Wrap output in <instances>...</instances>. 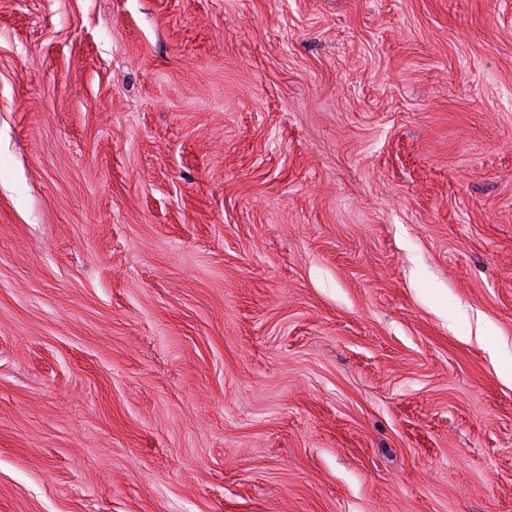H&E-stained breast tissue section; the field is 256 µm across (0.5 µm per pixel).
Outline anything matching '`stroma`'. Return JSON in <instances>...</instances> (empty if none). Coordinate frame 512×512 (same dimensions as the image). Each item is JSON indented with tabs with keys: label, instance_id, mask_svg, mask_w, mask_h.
I'll return each instance as SVG.
<instances>
[{
	"label": "stroma",
	"instance_id": "obj_1",
	"mask_svg": "<svg viewBox=\"0 0 512 512\" xmlns=\"http://www.w3.org/2000/svg\"><path fill=\"white\" fill-rule=\"evenodd\" d=\"M0 512H512V0H0Z\"/></svg>",
	"mask_w": 512,
	"mask_h": 512
}]
</instances>
